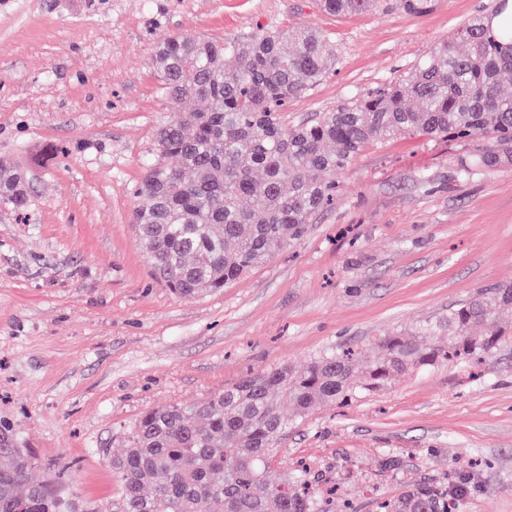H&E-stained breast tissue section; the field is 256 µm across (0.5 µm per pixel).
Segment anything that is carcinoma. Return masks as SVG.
<instances>
[{
	"label": "carcinoma",
	"mask_w": 512,
	"mask_h": 512,
	"mask_svg": "<svg viewBox=\"0 0 512 512\" xmlns=\"http://www.w3.org/2000/svg\"><path fill=\"white\" fill-rule=\"evenodd\" d=\"M376 0H322L336 14ZM409 15L435 0H397ZM464 22L396 81L290 125L288 102L308 92L333 56L315 30H259L247 40L167 36L155 46L162 94L173 111L155 132L154 158L135 188L133 220L154 278L177 295L216 291L298 239L332 205L337 176L378 137L460 139L477 150L457 159L459 179L512 166V19ZM31 204L22 171L0 168V207ZM512 308V287L475 291L427 322L373 343L366 374L355 354L328 352L299 369L251 373L190 404L143 412L109 459L119 492L105 503L75 502L54 483L33 484L35 459L0 422V512H316L305 492L273 477L271 448L294 420L346 401L394 377L488 354L509 341L497 324ZM288 401L293 417L281 409ZM384 512H451L448 489L415 483L382 504Z\"/></svg>",
	"instance_id": "1"
}]
</instances>
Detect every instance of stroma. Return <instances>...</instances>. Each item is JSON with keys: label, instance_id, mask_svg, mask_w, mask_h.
I'll return each instance as SVG.
<instances>
[{"label": "stroma", "instance_id": "35a3bbf8", "mask_svg": "<svg viewBox=\"0 0 512 512\" xmlns=\"http://www.w3.org/2000/svg\"><path fill=\"white\" fill-rule=\"evenodd\" d=\"M495 0L336 15L320 0H0V164L32 204L0 208V419L36 482L118 490L108 455L144 411L204 399L247 374L301 366L447 316L512 284V167L456 178L459 144L367 145L335 205L221 291L176 296L151 275L132 212L169 111L152 67L169 34L240 38L309 27L335 61L288 123L396 80ZM318 512H378L416 482L458 512H512V342L481 360L397 377L296 421L273 450Z\"/></svg>", "mask_w": 512, "mask_h": 512}]
</instances>
